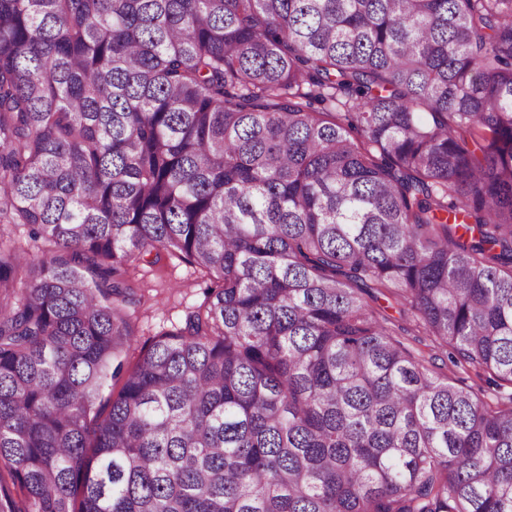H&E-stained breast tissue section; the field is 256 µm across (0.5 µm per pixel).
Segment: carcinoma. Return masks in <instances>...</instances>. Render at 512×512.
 Masks as SVG:
<instances>
[{
  "label": "carcinoma",
  "instance_id": "obj_1",
  "mask_svg": "<svg viewBox=\"0 0 512 512\" xmlns=\"http://www.w3.org/2000/svg\"><path fill=\"white\" fill-rule=\"evenodd\" d=\"M0 223V512H512V0H0ZM0 236L25 250L31 260L37 262L47 255V247L42 241L29 237V227L24 224H1ZM129 284L135 293L126 308L134 334L126 356L131 368L143 345L184 325L187 314L203 303L211 281L178 257L161 254L156 260L152 253L131 270Z\"/></svg>",
  "mask_w": 512,
  "mask_h": 512
}]
</instances>
